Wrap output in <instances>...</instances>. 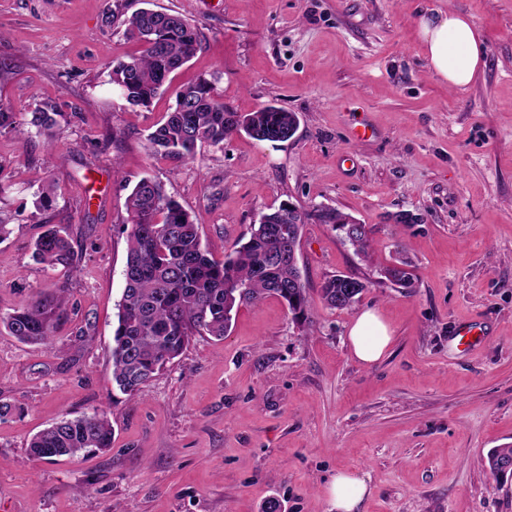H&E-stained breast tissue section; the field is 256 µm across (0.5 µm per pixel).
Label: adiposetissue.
Instances as JSON below:
<instances>
[{"label": "adipose tissue", "instance_id": "ef3b65f1", "mask_svg": "<svg viewBox=\"0 0 512 512\" xmlns=\"http://www.w3.org/2000/svg\"><path fill=\"white\" fill-rule=\"evenodd\" d=\"M419 40L432 75L461 90L471 85L485 66V48L473 19L456 11L419 13L416 19ZM391 341L390 330L374 311L361 313L349 329L354 356L371 365L384 355ZM371 489L355 473H337L330 484V499L336 512H360Z\"/></svg>", "mask_w": 512, "mask_h": 512}]
</instances>
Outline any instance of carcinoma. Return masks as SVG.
<instances>
[{
  "label": "carcinoma",
  "mask_w": 512,
  "mask_h": 512,
  "mask_svg": "<svg viewBox=\"0 0 512 512\" xmlns=\"http://www.w3.org/2000/svg\"><path fill=\"white\" fill-rule=\"evenodd\" d=\"M108 23L125 27V35L139 49L112 65L110 83L129 103L150 106L171 86L174 74L201 46V32L179 14L141 10L129 16L111 14ZM57 105L44 100L27 112L0 106V134L25 126L53 142L59 125ZM296 114L273 105L248 113L230 112L214 97V82L200 77L175 90V102L147 135L156 158L190 162L202 144L221 146L227 137L244 132L260 142L288 140V123ZM58 183H43L33 206L41 212L52 206ZM128 224L125 288L118 303L112 337V383L117 391L134 396L172 363L195 336L224 338L232 314L245 303L266 297L281 299L292 320L309 327L311 297L302 272L293 259V247L304 225L327 224L343 233L347 214L331 207L290 213L274 208L266 222L251 226L250 237L222 260L201 243L199 225L161 183L142 178L126 198ZM348 242L354 252L368 257L370 230L357 224ZM33 259L47 269L73 274L76 258L67 229L50 226L33 245ZM384 268L385 278L400 288L413 287L406 266ZM368 288L346 274L328 277L319 289L331 309L348 310ZM69 282H60L51 295L33 297L26 305L0 314V326L23 343L52 347L58 329L67 322ZM112 445V423L104 411L63 418L35 434L28 444L31 457L53 461L85 451H103ZM487 465L501 475H512V448H497Z\"/></svg>",
  "instance_id": "cac0c4a2"
}]
</instances>
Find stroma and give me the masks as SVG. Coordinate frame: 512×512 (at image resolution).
I'll return each instance as SVG.
<instances>
[{"label": "stroma", "instance_id": "stroma-1", "mask_svg": "<svg viewBox=\"0 0 512 512\" xmlns=\"http://www.w3.org/2000/svg\"><path fill=\"white\" fill-rule=\"evenodd\" d=\"M178 13L202 45L174 82L212 77L226 109L276 105L294 136L244 134L181 163L147 135L174 102L129 105L109 82L135 51L109 9ZM470 15L483 72L463 90L431 76L417 40L424 10ZM53 100L69 119L54 147L0 135V312L54 289L32 259L47 225L67 227L81 270L55 346L0 328V512H333L330 482L355 471L362 512H512V476L489 451L512 445V0H0V105ZM160 180L216 258L268 208L327 206L371 231L369 258L325 224H306L298 262L315 301L301 329L279 299L242 305L224 339L195 337L132 398H114L112 336L124 288L127 184ZM59 182L34 215L43 181ZM412 265L411 288L384 267ZM369 280L347 311L316 295L335 274ZM392 331L369 366L348 339L364 311ZM476 325L477 346L453 341ZM106 411L109 450L29 459L37 432Z\"/></svg>", "mask_w": 512, "mask_h": 512}]
</instances>
